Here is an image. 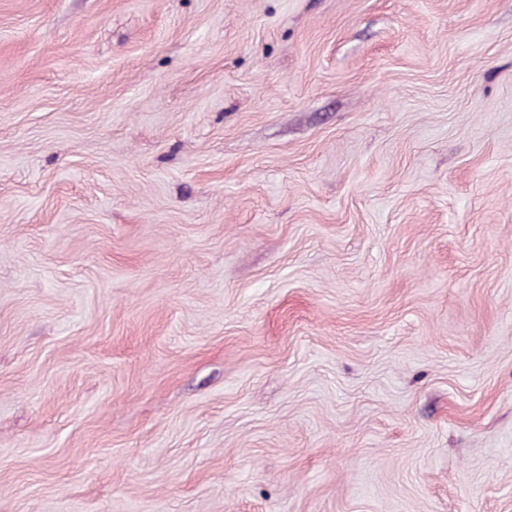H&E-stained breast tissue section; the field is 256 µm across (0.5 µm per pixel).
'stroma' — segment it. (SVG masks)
Instances as JSON below:
<instances>
[{"mask_svg": "<svg viewBox=\"0 0 512 512\" xmlns=\"http://www.w3.org/2000/svg\"><path fill=\"white\" fill-rule=\"evenodd\" d=\"M0 512H512V0H0Z\"/></svg>", "mask_w": 512, "mask_h": 512, "instance_id": "1", "label": "stroma"}]
</instances>
